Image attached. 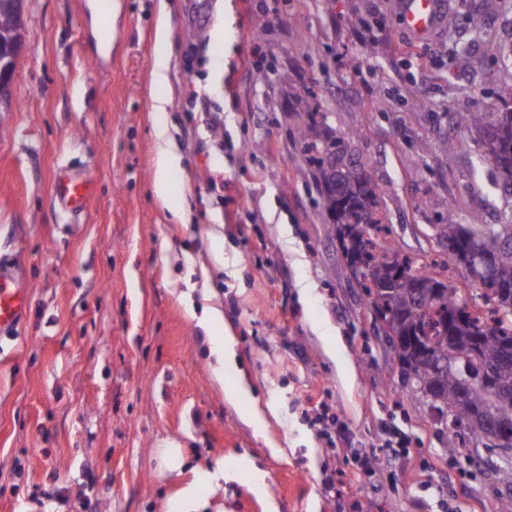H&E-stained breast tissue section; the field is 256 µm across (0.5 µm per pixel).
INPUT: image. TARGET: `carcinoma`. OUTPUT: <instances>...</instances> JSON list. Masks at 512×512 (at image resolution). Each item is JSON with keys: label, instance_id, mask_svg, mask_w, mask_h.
Segmentation results:
<instances>
[{"label": "carcinoma", "instance_id": "carcinoma-1", "mask_svg": "<svg viewBox=\"0 0 512 512\" xmlns=\"http://www.w3.org/2000/svg\"><path fill=\"white\" fill-rule=\"evenodd\" d=\"M457 124L488 135L492 146L482 156L481 165L512 185V112H459ZM296 127L304 152L317 164L313 177L325 187L320 195L321 211L333 227L345 228L350 239L347 262L360 259L372 268V283H358L371 311L378 319L387 313L398 318L397 335L403 351L413 344L423 349L421 356L408 355L401 377H415L456 410L459 426L448 429V451H454L464 437L486 440L491 448L512 449L502 435L493 437L466 426V420L481 411L496 415L512 430V359H504L505 351L512 350V224L486 225L472 232L450 212L433 225L434 235L448 243L454 257L486 246L489 239L502 241L496 274L482 280L487 300L494 307L486 311L478 306L474 314L460 315L462 294L454 281L436 277L424 262L398 261L394 247L375 237L383 227L372 207L379 205L384 189L373 169L360 156L324 138L318 126L300 114L296 115ZM470 346L477 349L478 356L469 367L474 376L484 373L487 380L474 383L463 394L458 369L450 366L439 375L435 363Z\"/></svg>", "mask_w": 512, "mask_h": 512}]
</instances>
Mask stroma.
Segmentation results:
<instances>
[{"instance_id": "obj_1", "label": "stroma", "mask_w": 512, "mask_h": 512, "mask_svg": "<svg viewBox=\"0 0 512 512\" xmlns=\"http://www.w3.org/2000/svg\"><path fill=\"white\" fill-rule=\"evenodd\" d=\"M162 12L172 61L157 87ZM464 13L486 18L482 37ZM23 22L0 112V258L30 306L0 340V512H166L191 484L208 512H498L494 451L448 452L427 404L401 396L294 116L350 137L402 253L447 260L432 235L447 201L463 225L512 220V189L479 168L481 134L454 121L512 111V0H450L424 42L394 0H112L105 17L95 0H24ZM157 124L180 158L166 203ZM63 163L93 183L75 223L53 199ZM210 309L237 342L220 379L199 325ZM242 371L250 388L228 401ZM168 441L194 467L223 460V479L159 477Z\"/></svg>"}]
</instances>
